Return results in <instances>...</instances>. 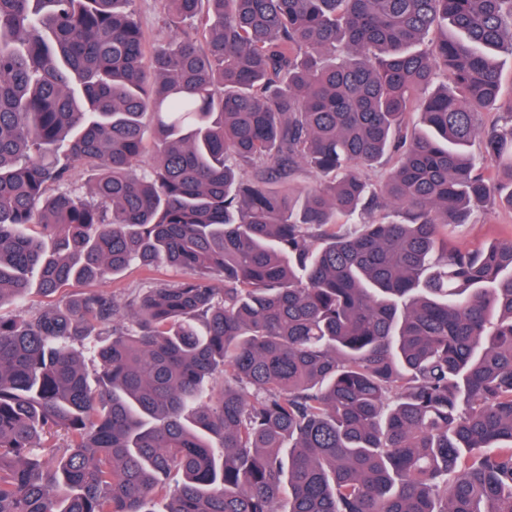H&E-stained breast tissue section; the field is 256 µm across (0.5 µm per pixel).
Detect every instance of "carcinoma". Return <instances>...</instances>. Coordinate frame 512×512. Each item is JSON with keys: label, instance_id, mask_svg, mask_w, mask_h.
I'll list each match as a JSON object with an SVG mask.
<instances>
[{"label": "carcinoma", "instance_id": "cac0c4a2", "mask_svg": "<svg viewBox=\"0 0 512 512\" xmlns=\"http://www.w3.org/2000/svg\"><path fill=\"white\" fill-rule=\"evenodd\" d=\"M131 2L0 0V512H512V0ZM158 0H135L132 4L136 18L139 20L146 36V46L150 47L158 41L179 36L186 29L183 24L171 29H160L157 24L159 12ZM501 69V85L497 109L492 112L497 114L482 115V120L487 121L497 116L505 117L509 112L512 113V56L501 53L499 58ZM493 238H512V212L476 208L470 224H466L459 232L458 241L464 246L473 247ZM186 275V271L174 267L160 266L156 267L152 271H144L139 267L132 266L118 279H107L86 284H72L67 288H69V291L100 290L114 294H124L130 288L139 287L150 279L154 281L176 280Z\"/></svg>", "mask_w": 512, "mask_h": 512}]
</instances>
